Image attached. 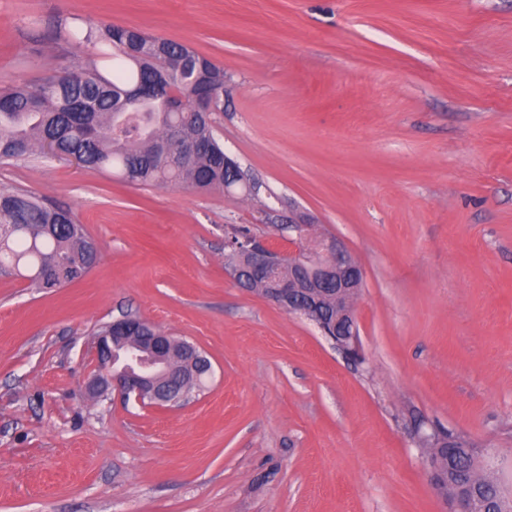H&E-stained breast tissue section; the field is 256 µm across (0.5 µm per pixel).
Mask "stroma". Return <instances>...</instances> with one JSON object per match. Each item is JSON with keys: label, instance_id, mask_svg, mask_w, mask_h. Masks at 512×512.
Segmentation results:
<instances>
[{"label": "stroma", "instance_id": "stroma-1", "mask_svg": "<svg viewBox=\"0 0 512 512\" xmlns=\"http://www.w3.org/2000/svg\"><path fill=\"white\" fill-rule=\"evenodd\" d=\"M75 24L223 67L225 152L364 270L363 360L232 278L231 225L292 236L256 201L0 163L99 248L52 292L0 275V512H443L418 424L512 486V0H0V87L85 64ZM128 315L209 358L189 403L88 394Z\"/></svg>", "mask_w": 512, "mask_h": 512}]
</instances>
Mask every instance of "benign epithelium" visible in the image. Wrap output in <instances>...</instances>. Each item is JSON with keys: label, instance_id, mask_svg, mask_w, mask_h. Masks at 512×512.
Segmentation results:
<instances>
[{"label": "benign epithelium", "instance_id": "1", "mask_svg": "<svg viewBox=\"0 0 512 512\" xmlns=\"http://www.w3.org/2000/svg\"><path fill=\"white\" fill-rule=\"evenodd\" d=\"M196 112L214 109V97L202 95L183 108ZM261 224H287L296 237L289 240L288 250L275 248L254 235L225 242V266L233 278L268 280L274 287L266 299L288 313H298L313 321L338 350L352 360L362 358L354 299L363 287L364 272L344 242L327 232H315L316 221L306 213L288 207V212L262 206ZM146 325L141 318L124 317L112 322V331L135 334ZM168 342L165 336H144L139 344L124 348L122 362L116 363L112 337L99 336L95 341L98 366L104 374L97 384L115 389L121 397L142 403L145 387L159 386L171 371L167 364ZM419 442L426 447L424 462L433 492L442 499L446 512H474L473 501L461 494L448 495V448L437 431L425 432L416 427Z\"/></svg>", "mask_w": 512, "mask_h": 512}]
</instances>
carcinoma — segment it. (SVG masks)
<instances>
[{"label": "carcinoma", "instance_id": "1", "mask_svg": "<svg viewBox=\"0 0 512 512\" xmlns=\"http://www.w3.org/2000/svg\"><path fill=\"white\" fill-rule=\"evenodd\" d=\"M68 40L92 50L79 77H51L32 87L0 89V162L31 155L76 158L89 169L117 171L135 185H175L222 191L229 179L224 145L210 116L171 112L162 102H141L139 84L163 83L170 99L189 101L199 88L224 96V69L189 47L114 25L74 26ZM97 244L67 210L27 190L0 191V273L21 275L53 290L83 279ZM176 353L171 367L178 392L203 384L210 360ZM477 450L453 442L448 449L449 491L463 489L486 512H498L499 484L473 478Z\"/></svg>", "mask_w": 512, "mask_h": 512}]
</instances>
